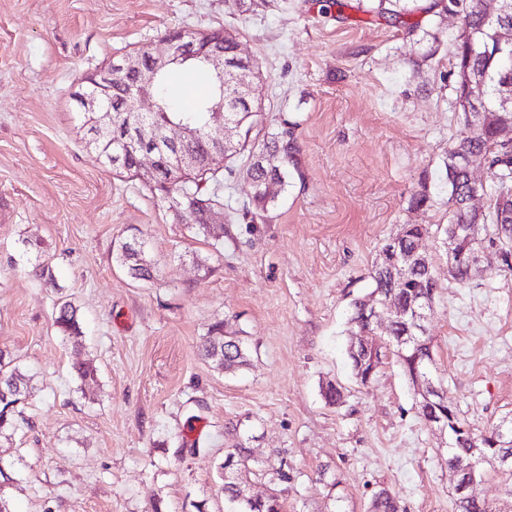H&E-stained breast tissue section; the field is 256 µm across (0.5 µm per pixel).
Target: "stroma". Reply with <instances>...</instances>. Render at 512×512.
<instances>
[{"instance_id": "stroma-1", "label": "stroma", "mask_w": 512, "mask_h": 512, "mask_svg": "<svg viewBox=\"0 0 512 512\" xmlns=\"http://www.w3.org/2000/svg\"><path fill=\"white\" fill-rule=\"evenodd\" d=\"M400 4L395 16L378 0H0V348L32 385L0 442L12 512H236L217 467L239 443L249 495L278 493L285 512H369L384 489L403 512H457L448 448L395 357L364 386L347 358L381 246L400 225L447 222L443 163L463 128L458 18ZM218 27L254 61L259 126L292 142L294 163L251 220L249 182L225 176L224 223L203 233L99 163L72 95L131 49L163 50L168 30ZM133 234L152 280L116 260ZM421 249L441 284L425 320L435 382L473 427L512 418V276L489 249L462 287L439 239ZM63 299L78 353L54 325ZM219 322L247 357L233 373L198 351ZM77 355L95 382L72 376ZM279 465L289 481L268 475Z\"/></svg>"}]
</instances>
